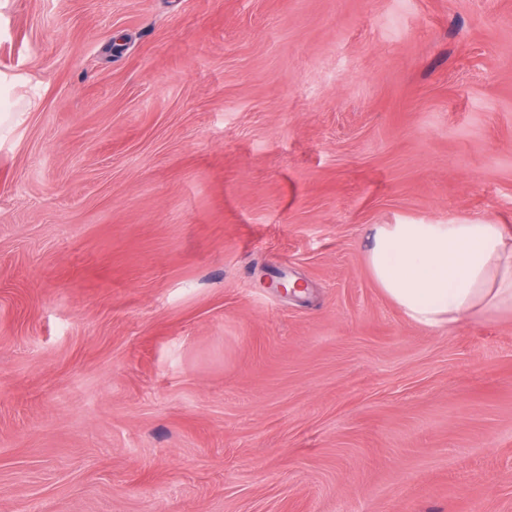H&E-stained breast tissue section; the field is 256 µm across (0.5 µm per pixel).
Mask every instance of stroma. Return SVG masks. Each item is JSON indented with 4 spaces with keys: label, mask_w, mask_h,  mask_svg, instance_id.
<instances>
[{
    "label": "stroma",
    "mask_w": 512,
    "mask_h": 512,
    "mask_svg": "<svg viewBox=\"0 0 512 512\" xmlns=\"http://www.w3.org/2000/svg\"><path fill=\"white\" fill-rule=\"evenodd\" d=\"M1 93L0 512H512V313L366 260L512 228V0H0ZM367 264L408 321L440 331L512 312V233L504 224H376Z\"/></svg>",
    "instance_id": "35a3bbf8"
}]
</instances>
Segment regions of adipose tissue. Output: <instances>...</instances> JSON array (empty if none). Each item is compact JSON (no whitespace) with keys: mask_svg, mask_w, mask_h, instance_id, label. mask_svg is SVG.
<instances>
[{"mask_svg":"<svg viewBox=\"0 0 512 512\" xmlns=\"http://www.w3.org/2000/svg\"><path fill=\"white\" fill-rule=\"evenodd\" d=\"M366 258L379 288L423 328L512 311V230L505 225L377 224Z\"/></svg>","mask_w":512,"mask_h":512,"instance_id":"ef3b65f1","label":"adipose tissue"}]
</instances>
